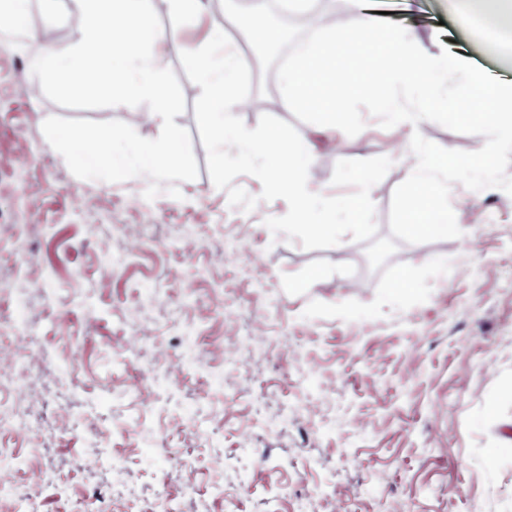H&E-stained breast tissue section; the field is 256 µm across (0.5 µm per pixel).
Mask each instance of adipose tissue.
<instances>
[{
	"instance_id": "ef3b65f1",
	"label": "adipose tissue",
	"mask_w": 512,
	"mask_h": 512,
	"mask_svg": "<svg viewBox=\"0 0 512 512\" xmlns=\"http://www.w3.org/2000/svg\"><path fill=\"white\" fill-rule=\"evenodd\" d=\"M169 2L172 22L157 30L149 23L152 0H116L117 8L112 12L105 9L104 0H74L88 22L77 54L66 61L47 49L36 66L53 72L62 84L68 83L78 69L105 73L114 93L150 97L154 108L148 114L149 122L165 123L169 100L161 80V60L147 53L146 47L154 42L171 48L180 46L184 23L202 6V0ZM368 43L379 50L367 60L370 78H392L399 88L398 93L386 94L379 101L389 124L414 130L427 113L447 111V102L439 98L448 79L441 55L421 42H404L402 35L383 26L372 11L364 10L353 14L347 30L329 31L324 41L304 46L295 64L283 74L284 89L293 104L315 113L324 135L335 136L336 118L345 107L335 92L337 85L346 80L344 71L336 67V58L358 55ZM125 141L126 148L108 154L100 150L81 152L79 161L90 170L103 165L116 172L133 168L148 182L171 170L189 178L190 172L176 151H161L141 142L134 128Z\"/></svg>"
}]
</instances>
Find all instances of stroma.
I'll return each mask as SVG.
<instances>
[{
    "label": "stroma",
    "mask_w": 512,
    "mask_h": 512,
    "mask_svg": "<svg viewBox=\"0 0 512 512\" xmlns=\"http://www.w3.org/2000/svg\"><path fill=\"white\" fill-rule=\"evenodd\" d=\"M365 5L512 83V49L460 25L457 0H406L391 14L383 0ZM27 26L67 59L87 23L70 0H29ZM226 32L252 58L237 116L255 128V100L271 98L274 116L310 132L317 117L287 105L274 57L235 18ZM29 35L0 25V377L24 378L58 419L47 437L7 434L0 500L43 464L53 477L37 491L41 512L78 501L95 512L101 487L114 512H512V196L453 184L461 237L398 242L377 270L348 235L307 250L264 224L286 214L284 200L246 213L213 185L195 121L201 89L178 51L163 57L168 123L139 135L176 145L192 177L148 186L133 169L85 170L76 155L103 131L134 127L152 100H114L101 75L62 85L34 71L43 45ZM336 65L346 110L335 143L316 139L310 187L341 195L338 160L394 154L370 192L386 237L413 155L363 57ZM29 82L40 96L21 93ZM405 274L413 291L401 297ZM13 293L28 299L23 330L8 316ZM156 358L169 377L147 376Z\"/></svg>",
    "instance_id": "1"
}]
</instances>
